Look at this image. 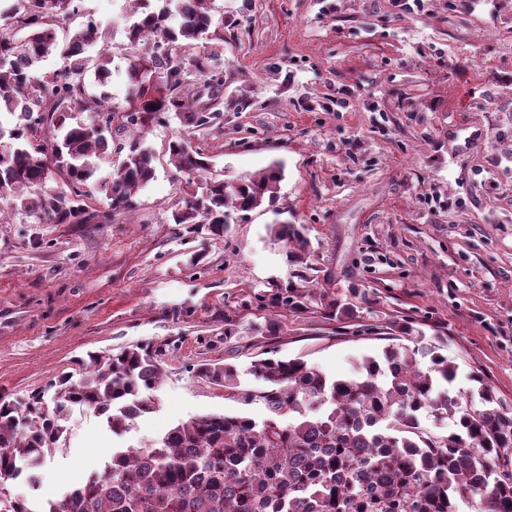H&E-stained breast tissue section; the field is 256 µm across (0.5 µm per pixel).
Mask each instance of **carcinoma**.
<instances>
[{
  "mask_svg": "<svg viewBox=\"0 0 512 512\" xmlns=\"http://www.w3.org/2000/svg\"><path fill=\"white\" fill-rule=\"evenodd\" d=\"M126 25V105L114 106L88 91L89 63L107 74L112 51L92 21L66 45L57 29L79 12L78 0H0V200L11 209L55 224H100L114 212L135 209L136 196L154 176V153L141 146L147 128L174 112L193 130L211 123V108L187 100L184 64L219 92L224 79L210 69L221 52L210 41V0H133ZM100 44L95 59L84 56ZM66 64L39 72L51 55ZM94 109L98 123L66 124L74 112ZM135 134L104 189L111 212L88 202L96 159L108 149L105 132ZM165 154L178 171L194 177L176 224H203L224 236L231 213L272 203L282 166L229 183L207 176L210 163L185 138ZM50 182L55 188H46ZM270 240L283 244L288 261L309 265L310 241L296 224H272ZM276 304L304 313L315 306L339 321L358 318L353 306L314 288L286 285ZM163 351L140 342L108 357L89 354L77 382L64 377L53 393L31 392L23 402L0 398V483L14 480L23 461L39 467L59 450L62 413L81 405L124 433L155 406L143 393L161 376ZM429 366L420 367V359ZM252 374L262 388H241L232 365H197V377L224 388V400L260 404L264 417L245 412L206 414L168 429L150 448L112 451L104 468L73 490L45 503L40 512H512V472L501 460L512 455V409L480 373L465 392H453L456 364L434 346L392 343L366 355L354 374L327 376L299 359L260 358ZM452 421L446 433L427 430L422 414Z\"/></svg>",
  "mask_w": 512,
  "mask_h": 512,
  "instance_id": "cac0c4a2",
  "label": "carcinoma"
}]
</instances>
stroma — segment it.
Instances as JSON below:
<instances>
[{"label":"stroma","instance_id":"35a3bbf8","mask_svg":"<svg viewBox=\"0 0 512 512\" xmlns=\"http://www.w3.org/2000/svg\"><path fill=\"white\" fill-rule=\"evenodd\" d=\"M224 21L219 111L194 141L227 181L283 165L273 204L234 214L223 238L188 231L171 214L186 174L168 141L174 115L142 139L156 156L137 208L105 224L0 220V398L16 401L81 360L141 341L161 345L155 412L116 436L73 406L65 445L35 482L0 497H53L102 470L113 449L152 443L192 417L227 410L201 361L233 365L242 388L263 352L327 375L386 346L381 332L421 330L457 364L455 389L481 372L512 405V0L496 13L458 0H213ZM129 0H81L58 31L96 19L112 47L106 86L125 101ZM250 98L237 111L236 96ZM301 225L312 248L311 287L352 303L357 317L278 307L295 268L269 225ZM239 333L224 336L225 318ZM278 335H264L270 321Z\"/></svg>","mask_w":512,"mask_h":512}]
</instances>
